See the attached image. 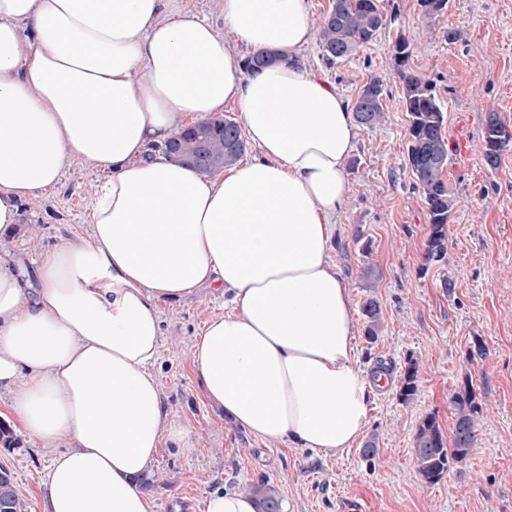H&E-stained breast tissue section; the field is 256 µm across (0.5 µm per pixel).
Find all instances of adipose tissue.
Segmentation results:
<instances>
[{
	"instance_id": "obj_1",
	"label": "adipose tissue",
	"mask_w": 512,
	"mask_h": 512,
	"mask_svg": "<svg viewBox=\"0 0 512 512\" xmlns=\"http://www.w3.org/2000/svg\"><path fill=\"white\" fill-rule=\"evenodd\" d=\"M218 10L220 28L188 0H0V236L74 162L104 173L88 233L31 266L0 254V386L21 433L56 451L43 512H150L142 480L161 445H192L152 371L160 307L201 287L233 305L191 347L213 405L259 439L329 455L364 429L373 384L331 257L351 104L295 62L316 34L311 0ZM242 44L284 58L252 73ZM229 104L250 160L211 177L153 156Z\"/></svg>"
}]
</instances>
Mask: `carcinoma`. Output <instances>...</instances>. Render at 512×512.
<instances>
[{"mask_svg":"<svg viewBox=\"0 0 512 512\" xmlns=\"http://www.w3.org/2000/svg\"><path fill=\"white\" fill-rule=\"evenodd\" d=\"M449 0H419L425 16L436 17L448 10ZM384 0H333L330 11L319 20L317 33L322 56L329 62L342 61L371 44L386 26ZM412 55L409 42L399 36L392 46L391 62L401 80L403 110L407 115L406 164L414 178V189L427 212L429 232L425 241L424 262L440 263L448 253V224L455 209V199L448 187V137L445 132V110L434 93L432 80L409 70ZM277 51L252 54L244 60L245 69L254 70L280 61ZM383 83L374 77L358 93L351 104L358 125L373 128L385 118L382 103ZM179 156L177 162L203 173H215L236 163L246 151L240 126L228 118H215L181 129L171 139ZM512 143V135L498 113L488 112L483 131L484 164L495 169L504 149ZM366 322V338L376 339L381 325V310L371 298L361 307ZM418 391L416 362L410 361L400 379L399 399L409 402ZM454 410L452 441H447L433 415L425 416L414 439L416 471L420 478L435 484L448 473L452 464L470 455L476 440L482 405L474 392L466 387L451 397ZM259 512H279L276 489L264 482L250 488ZM0 512H22L14 476L0 464Z\"/></svg>","mask_w":512,"mask_h":512,"instance_id":"obj_1","label":"carcinoma"}]
</instances>
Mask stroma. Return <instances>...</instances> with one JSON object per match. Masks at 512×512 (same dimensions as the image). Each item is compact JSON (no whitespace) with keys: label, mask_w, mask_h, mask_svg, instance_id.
Segmentation results:
<instances>
[{"label":"stroma","mask_w":512,"mask_h":512,"mask_svg":"<svg viewBox=\"0 0 512 512\" xmlns=\"http://www.w3.org/2000/svg\"><path fill=\"white\" fill-rule=\"evenodd\" d=\"M395 21L350 58L328 63L318 42L301 64L324 74L354 99L373 77L384 88L385 120L360 129L348 171L351 193L338 219L333 259L353 310L378 301L376 341L355 336V355L366 375L385 370L387 388L371 397L362 441L338 455L260 440L212 405L193 370L190 349L208 320L230 312L226 297L203 288L163 304L164 336L153 367L165 413L192 433L189 448H161L143 490L152 512H205L219 489L246 491L273 485L280 512H336L341 495L363 498L370 512H512V147L497 169L482 159L487 112L512 128V0H449L448 10L426 18L418 0H392ZM457 30L456 42L444 33ZM409 41L411 71L432 79L444 106L448 187L456 208L448 225L444 262L423 259L428 219L404 165L407 116L390 55L397 36ZM100 170L80 163L58 187L18 206L4 248L38 258L46 249L85 233ZM453 280L454 289L443 288ZM418 365L413 401L399 397L408 361ZM471 388L483 405L474 449L452 464L437 484L416 471L417 426L434 415L444 435L454 426L452 395ZM53 450L16 435L0 447V463L15 479L24 512H42L41 483Z\"/></svg>","instance_id":"obj_1"}]
</instances>
